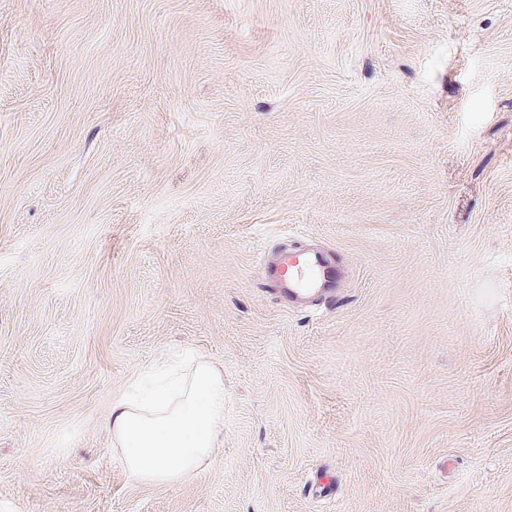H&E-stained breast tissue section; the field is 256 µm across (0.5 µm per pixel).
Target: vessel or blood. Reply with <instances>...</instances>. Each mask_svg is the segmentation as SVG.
<instances>
[{
	"instance_id": "1",
	"label": "vessel or blood",
	"mask_w": 512,
	"mask_h": 512,
	"mask_svg": "<svg viewBox=\"0 0 512 512\" xmlns=\"http://www.w3.org/2000/svg\"><path fill=\"white\" fill-rule=\"evenodd\" d=\"M266 275L277 297L297 301L317 294L332 300L336 297L340 272L335 261L324 252H284L267 263Z\"/></svg>"
}]
</instances>
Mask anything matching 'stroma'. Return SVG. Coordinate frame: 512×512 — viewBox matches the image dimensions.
<instances>
[{
  "label": "stroma",
  "instance_id": "35a3bbf8",
  "mask_svg": "<svg viewBox=\"0 0 512 512\" xmlns=\"http://www.w3.org/2000/svg\"><path fill=\"white\" fill-rule=\"evenodd\" d=\"M185 356L219 446L137 481ZM0 512H512V0H0ZM266 275L278 298L297 301L319 294L324 300H336L340 272L335 261L322 251L282 252L266 264ZM148 403L139 389L112 403L107 428L138 481L172 484L200 471L224 425V378L198 361Z\"/></svg>",
  "mask_w": 512,
  "mask_h": 512
}]
</instances>
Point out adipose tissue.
<instances>
[{
  "label": "adipose tissue",
  "instance_id": "ef3b65f1",
  "mask_svg": "<svg viewBox=\"0 0 512 512\" xmlns=\"http://www.w3.org/2000/svg\"><path fill=\"white\" fill-rule=\"evenodd\" d=\"M223 424L224 378L199 362L152 392L149 402L134 393L115 400L107 428L133 478L172 484L200 471Z\"/></svg>",
  "mask_w": 512,
  "mask_h": 512
}]
</instances>
